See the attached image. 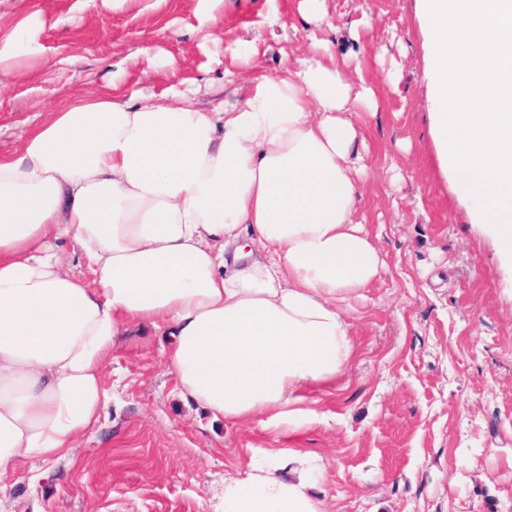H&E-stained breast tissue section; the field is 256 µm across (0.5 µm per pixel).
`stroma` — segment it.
Returning <instances> with one entry per match:
<instances>
[{
    "label": "stroma",
    "mask_w": 512,
    "mask_h": 512,
    "mask_svg": "<svg viewBox=\"0 0 512 512\" xmlns=\"http://www.w3.org/2000/svg\"><path fill=\"white\" fill-rule=\"evenodd\" d=\"M300 0H6L37 14L48 66L0 87V154L36 114L103 83L159 93L197 78L205 105L244 101L310 47ZM338 64L359 61L372 109L352 113L365 145L357 215L386 269L345 313L354 353L336 383L304 392L302 416L230 423L181 396L152 325H129L103 386L100 427L43 472L0 480V512H222L224 480L249 463L317 456L322 512H512V269L442 170L428 113L416 0H326ZM150 56H142V46ZM236 76L224 84L225 72Z\"/></svg>",
    "instance_id": "stroma-1"
}]
</instances>
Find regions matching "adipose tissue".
<instances>
[{"instance_id": "ef3b65f1", "label": "adipose tissue", "mask_w": 512, "mask_h": 512, "mask_svg": "<svg viewBox=\"0 0 512 512\" xmlns=\"http://www.w3.org/2000/svg\"><path fill=\"white\" fill-rule=\"evenodd\" d=\"M33 17L0 38L48 64ZM172 74L162 95L107 84L38 115L0 155V478L57 461L110 400L106 363L130 322L167 340L180 394L213 418L296 413L352 353L344 305L384 265L356 221L363 173L349 114L374 93L324 38L244 102L205 106ZM249 232L259 257L238 245ZM69 239L94 275L65 269ZM259 466L224 482V512H321L307 473Z\"/></svg>"}]
</instances>
